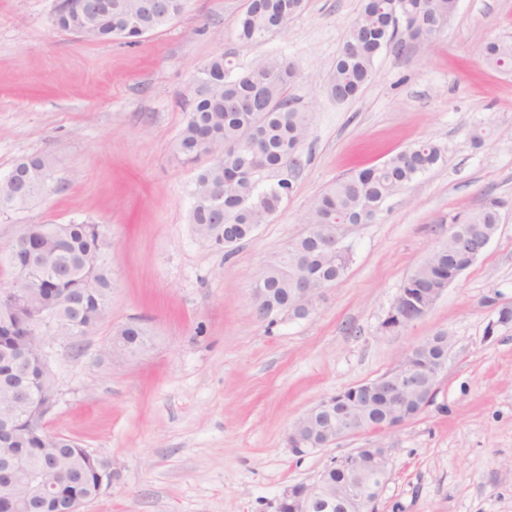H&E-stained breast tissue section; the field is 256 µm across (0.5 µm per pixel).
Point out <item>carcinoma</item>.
I'll list each match as a JSON object with an SVG mask.
<instances>
[{
    "label": "carcinoma",
    "instance_id": "1",
    "mask_svg": "<svg viewBox=\"0 0 512 512\" xmlns=\"http://www.w3.org/2000/svg\"><path fill=\"white\" fill-rule=\"evenodd\" d=\"M76 0H56L52 23L61 31L74 32L91 42L114 38L135 44L141 34H150L178 19L188 0H104L106 9L75 13ZM305 0H253L237 17L235 39L251 43L272 32H284L304 8ZM453 12L449 0H363L361 10L346 40L326 86L338 99H351L373 76L377 55L390 46L428 41L442 31ZM485 67L512 74V42L486 41L479 50ZM297 69L289 61L268 58L247 69L220 53L196 69L192 81L195 97L178 134L175 150L195 175L190 187L189 221L195 235L225 254L252 238L257 228L269 222L291 191L287 178L275 182L264 174L279 169L290 152L300 156L308 136L309 115L288 96ZM443 159L441 148L421 141L391 155L384 162L362 168L329 186L316 197L305 216L307 230L288 249L273 258L257 280L263 289L255 303L259 319L267 326L282 317H296L289 310L295 279L304 276L318 284L322 279L340 281L351 262V249L322 250L318 242L335 240L338 226L373 220L387 199L398 194L418 176ZM53 159L35 155L18 161L0 176V216L27 209L54 190ZM499 202L491 200L479 211L453 224L448 239L433 248L415 272L422 288H439L452 275L450 259L458 233L496 234L500 222ZM103 236L96 224H25L6 244H0L12 279L29 270L38 277L26 283L28 294L19 307L5 304L0 295V316L12 318L16 330L4 335L20 350L14 372L23 383L0 392V415L15 426L13 447L23 452L31 466L44 461L51 465L63 502L85 501L98 496L99 474L107 460L96 457L71 437L28 429L26 414L39 406L41 370L36 361L38 338L27 323L31 314L51 298L65 303L56 309L59 332L64 336H86L100 322L112 290V270L101 260ZM149 343L148 330L138 322H127L113 330L112 352L120 360L137 356ZM383 398H370L366 412L357 420L363 431L382 424L386 407ZM329 486L354 480L352 471L338 462L320 473Z\"/></svg>",
    "mask_w": 512,
    "mask_h": 512
}]
</instances>
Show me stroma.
Here are the masks:
<instances>
[{"mask_svg":"<svg viewBox=\"0 0 512 512\" xmlns=\"http://www.w3.org/2000/svg\"><path fill=\"white\" fill-rule=\"evenodd\" d=\"M243 0H189L142 38L89 42L50 22L54 0H0V174L49 155L53 193L0 217V242L25 224L88 222L111 243L107 315L79 348H53L51 431L112 466L80 512H270L332 457L378 441L393 467L377 512H512V74L478 64L512 40V0H459L432 43L385 48L353 99L324 86L361 0H307L286 32L241 45ZM298 67L288 94L310 117L292 192L232 255L188 222L194 172L174 145L191 76L223 50ZM489 132L483 144L474 128ZM430 140L445 159L346 238L352 261L309 316L274 326L253 315L255 280L306 226L314 198L359 164ZM501 202L499 231L430 312L384 321L405 279L448 238L454 217ZM138 320L152 344L110 353L115 326ZM451 338L432 402L387 433L362 432L298 456L291 424L323 397L392 371L437 333Z\"/></svg>","mask_w":512,"mask_h":512,"instance_id":"obj_1","label":"stroma"}]
</instances>
